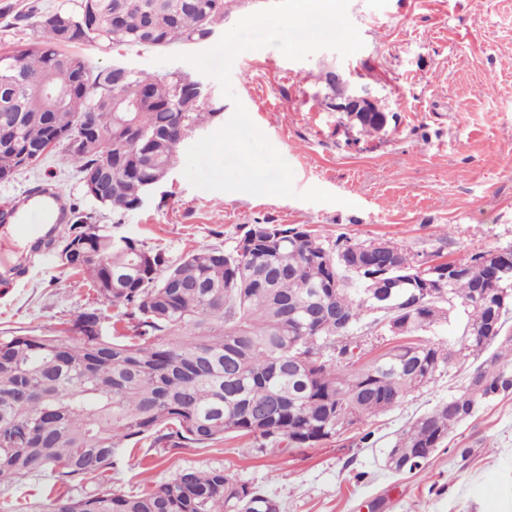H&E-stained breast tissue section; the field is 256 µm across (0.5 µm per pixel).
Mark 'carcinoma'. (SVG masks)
I'll list each match as a JSON object with an SVG mask.
<instances>
[{"label":"carcinoma","instance_id":"1","mask_svg":"<svg viewBox=\"0 0 512 512\" xmlns=\"http://www.w3.org/2000/svg\"><path fill=\"white\" fill-rule=\"evenodd\" d=\"M229 0H77L35 13L38 49L0 54V177L24 169V153L63 149L79 178L112 171L99 205L123 216L150 181L163 180L184 142L219 109L173 73L159 80L121 65H92L64 45L164 49L207 40ZM72 83L60 106L32 86ZM382 104L359 117L381 132ZM70 236L106 260L70 270L101 307L70 321L71 336H0V481L41 473L78 490L30 512H269L276 502L222 470L181 472L141 495L87 482L114 467L130 444L206 447L252 436L300 448L319 445L432 383L452 360L483 358L459 393L402 430L391 447L425 467L471 408L512 395V247L426 267L390 240L381 248L336 237L326 247L296 224H243L233 245L203 248L177 263L138 240L124 246L71 209ZM444 295L436 301L425 286ZM127 332L97 334L107 308ZM462 313L463 343L406 342ZM501 332H482L492 315ZM389 319L400 343L355 368L362 325ZM413 468V469H415ZM408 468L406 472L411 473Z\"/></svg>","mask_w":512,"mask_h":512}]
</instances>
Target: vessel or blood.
<instances>
[{"label": "vessel or blood", "mask_w": 512, "mask_h": 512, "mask_svg": "<svg viewBox=\"0 0 512 512\" xmlns=\"http://www.w3.org/2000/svg\"><path fill=\"white\" fill-rule=\"evenodd\" d=\"M71 206L65 190L47 182L33 190L22 191L10 202L0 206V223L26 235L32 250L46 252L49 238L45 220L64 224L69 220Z\"/></svg>", "instance_id": "vessel-or-blood-1"}]
</instances>
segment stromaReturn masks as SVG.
<instances>
[{
    "label": "stroma",
    "instance_id": "obj_1",
    "mask_svg": "<svg viewBox=\"0 0 512 512\" xmlns=\"http://www.w3.org/2000/svg\"><path fill=\"white\" fill-rule=\"evenodd\" d=\"M74 0H0V53L33 48L26 22ZM348 16L364 42L343 58L320 50L287 59L265 46L239 53L226 98L219 81L190 63L220 34L168 51L81 46L97 66L123 64L163 79L183 73L207 84L221 107L205 134L221 129L242 103L294 171L295 197L254 196L193 187L176 165L125 217L85 196L62 150L0 181V204L52 181L73 206L94 213L113 237H131L171 261L203 247L227 248L240 225L302 224L324 243L390 239L421 260H459L512 247V0H350ZM352 74L382 101L387 126L362 136L331 111L325 74ZM312 187L336 195L311 203ZM17 255L24 276L0 287V336L64 335L78 313L98 307L95 294L61 267L55 251L38 257L0 234V259ZM468 364L453 360L433 383L390 409L314 448L272 445L250 436L177 450L141 441L116 467L108 487L140 494L183 470H221L259 487L280 512H512V396L482 406L456 428L423 470L397 475L383 465L390 441L410 422L461 389ZM368 436L360 444V436ZM49 476L0 483V506L45 499Z\"/></svg>",
    "mask_w": 512,
    "mask_h": 512
}]
</instances>
